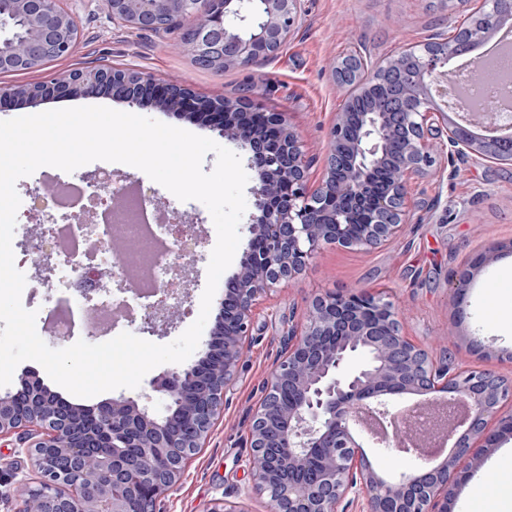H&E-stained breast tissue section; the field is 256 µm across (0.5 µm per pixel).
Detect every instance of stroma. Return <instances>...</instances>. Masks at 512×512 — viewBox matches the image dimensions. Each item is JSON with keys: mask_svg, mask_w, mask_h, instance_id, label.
<instances>
[{"mask_svg": "<svg viewBox=\"0 0 512 512\" xmlns=\"http://www.w3.org/2000/svg\"><path fill=\"white\" fill-rule=\"evenodd\" d=\"M58 5L77 18L76 50L35 73H0V87L48 82L104 65L181 82L200 97L240 99L268 112H284L312 160L314 186L322 179L330 128L344 103L332 78L334 63L351 53L382 61L424 43L437 28L466 22L470 14L458 0H300L298 22L275 57L213 71L198 67L182 48V25L141 32L113 22L101 0H58ZM82 106H104L219 138L198 119L103 94L52 97L35 104L18 101L1 109L0 119ZM434 151L438 165L432 174L408 183L409 220L399 238L379 248L322 246L297 278L281 282L260 301L250 346L224 395V414L183 478L161 498L157 512H214L225 489L249 484L252 410L289 328L304 318L316 296L363 289L389 297L401 313L403 334L432 358L446 354L455 369H488L512 381V340L502 338L494 307L481 300L482 290L497 287L503 262L512 259V163L475 155L452 159L439 143ZM118 172L129 182L151 184L161 208L178 209L203 240L200 258L181 268L180 315L162 325L136 321L127 328L143 340L168 344L199 315L216 230L201 202L178 200L137 168L122 164ZM488 253L492 261L475 267L474 257ZM468 271L473 274L470 284L457 289ZM37 482L31 456L18 436L0 440V512H19Z\"/></svg>", "mask_w": 512, "mask_h": 512, "instance_id": "35a3bbf8", "label": "stroma"}]
</instances>
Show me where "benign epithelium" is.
<instances>
[{"mask_svg":"<svg viewBox=\"0 0 512 512\" xmlns=\"http://www.w3.org/2000/svg\"><path fill=\"white\" fill-rule=\"evenodd\" d=\"M112 21L157 31L186 22L182 43L195 64L222 70L264 61L286 42L299 0H103ZM474 25L436 32L422 45L371 63L352 54L336 63L333 78L348 106L336 113L322 181L309 188L310 162L285 112H264L227 100H204L182 84L93 66L50 84L3 89L0 106L54 96L107 93L132 105L180 111L205 121L224 140L252 153L256 208L248 247L229 280L212 333L197 362L169 370L137 397L120 395L93 409L57 399L40 381L24 379L0 395V439L37 428L31 445L40 474L19 512L32 500L40 512H156V504L183 477L224 412L251 335L257 301L283 279L297 277L324 244L380 246L407 224V181L436 163L432 136L448 154L512 162V138L476 139L448 119V59L512 19V0H478ZM26 26L5 50L0 72L33 73L71 55L79 40L73 13L56 0H0ZM367 104L365 112L354 108ZM415 394L469 412L454 451L397 476L375 469L358 425L375 412L412 415L400 404ZM158 398L164 411L151 402ZM512 385L485 370L448 372V356L433 360L401 331L388 299L350 291L314 298L264 381L248 439L251 484L243 495L265 496L272 512H347L354 500L366 512H448L463 475L495 447L489 420L512 432ZM376 448L406 446L396 428L374 439Z\"/></svg>","mask_w":512,"mask_h":512,"instance_id":"7a95c632","label":"benign epithelium"}]
</instances>
